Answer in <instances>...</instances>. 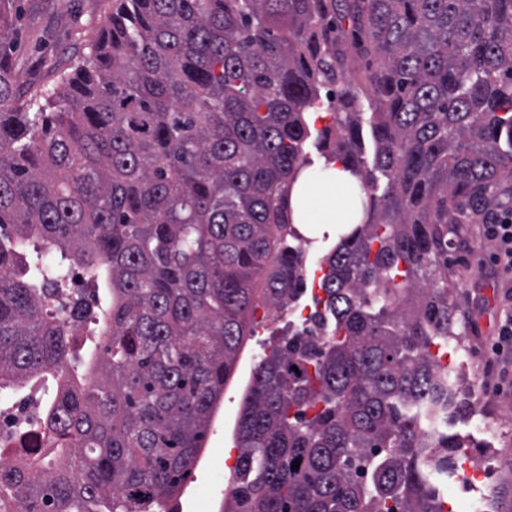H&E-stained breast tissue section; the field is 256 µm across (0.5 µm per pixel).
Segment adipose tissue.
Returning a JSON list of instances; mask_svg holds the SVG:
<instances>
[{"label": "adipose tissue", "mask_w": 512, "mask_h": 512, "mask_svg": "<svg viewBox=\"0 0 512 512\" xmlns=\"http://www.w3.org/2000/svg\"><path fill=\"white\" fill-rule=\"evenodd\" d=\"M353 180L341 163L302 170L290 189L292 221L296 224H358L361 210L352 206Z\"/></svg>", "instance_id": "ef3b65f1"}]
</instances>
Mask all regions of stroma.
Segmentation results:
<instances>
[{"instance_id":"35a3bbf8","label":"stroma","mask_w":512,"mask_h":512,"mask_svg":"<svg viewBox=\"0 0 512 512\" xmlns=\"http://www.w3.org/2000/svg\"><path fill=\"white\" fill-rule=\"evenodd\" d=\"M111 10V0H18L13 33L0 44V59L12 71L16 94L28 95L51 79L53 72H70ZM494 251V243L483 235L482 223L449 225V302L455 312L457 336L449 340L442 362L458 376L460 396L473 410L472 416L455 422L450 430L470 444L484 439L480 419L495 420L503 412H512V392H496L498 371L488 365V343L497 332L503 292L508 286L507 280L487 263ZM239 405L238 392L225 390L222 413L204 440V458L172 500L176 512H219L224 481L229 475L224 467V450L232 445L228 424ZM486 457L496 470L500 462H512V426L502 429L487 448ZM469 464L468 453H459L455 473L441 480L443 490L465 503L468 512H475V502L484 494L492 496L495 512H512V500L495 495L499 487L512 488V471L497 470L492 478L473 484L465 477Z\"/></svg>"}]
</instances>
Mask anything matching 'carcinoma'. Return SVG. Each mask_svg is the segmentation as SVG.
Returning <instances> with one entry per match:
<instances>
[{"mask_svg":"<svg viewBox=\"0 0 512 512\" xmlns=\"http://www.w3.org/2000/svg\"><path fill=\"white\" fill-rule=\"evenodd\" d=\"M87 49L67 96L15 97L0 61V391L41 396L0 436L22 449L0 512H161L258 309L308 292L288 200L312 137L365 220L253 369L224 512H447L470 411L432 352L455 336L448 211L512 175V0H115ZM354 59L379 61L369 111L312 131L320 89L359 100ZM74 266L102 293L92 351L58 315Z\"/></svg>","mask_w":512,"mask_h":512,"instance_id":"obj_1","label":"carcinoma"}]
</instances>
